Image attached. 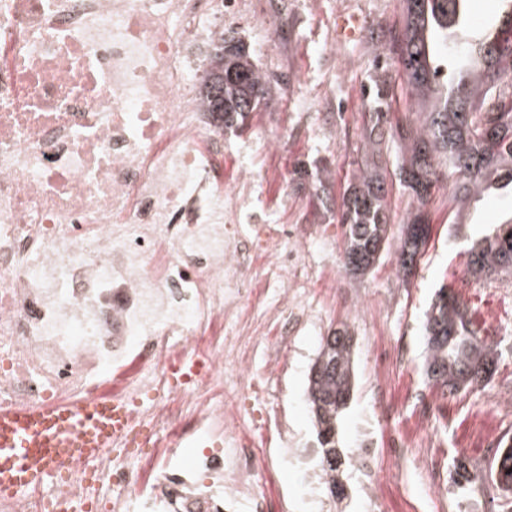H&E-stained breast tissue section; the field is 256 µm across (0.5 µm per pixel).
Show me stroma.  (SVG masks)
I'll return each instance as SVG.
<instances>
[{
	"label": "stroma",
	"instance_id": "35a3bbf8",
	"mask_svg": "<svg viewBox=\"0 0 512 512\" xmlns=\"http://www.w3.org/2000/svg\"><path fill=\"white\" fill-rule=\"evenodd\" d=\"M253 0V18L225 26V35L241 40L256 64L273 79L270 97L251 114L244 128L224 134V178L242 170L256 175V202L267 224H304L317 235L305 252L312 278L307 304L319 322L302 336L281 342L269 311L275 304L272 260L253 258L257 288L241 310L238 327L267 342L254 353L262 371L272 355L288 360V382L280 394L288 410L289 430L314 439L307 407L306 381L323 337L348 326L353 337L354 397L338 424L339 454L360 448L364 431L403 442L398 466L383 462L376 495L388 512H453L439 475L458 462L473 463L478 428L512 436V275L475 280L467 272L469 245L495 233L512 216V194L494 193L470 205L453 220L448 184L432 191L431 238L410 277L397 269L395 247H388L363 277L352 279L343 266V229L322 207L321 198L339 206L355 169L370 158L366 143L362 90L376 77L368 49L371 34L399 23L401 0ZM356 17L361 35L340 39L336 22ZM327 170L324 185L300 182L299 167ZM329 205V206H330ZM451 289L476 319L500 356L491 383L455 394L427 386L423 374L425 313L441 287ZM400 340L404 361L381 363L378 350ZM431 455L437 472L420 463Z\"/></svg>",
	"mask_w": 512,
	"mask_h": 512
}]
</instances>
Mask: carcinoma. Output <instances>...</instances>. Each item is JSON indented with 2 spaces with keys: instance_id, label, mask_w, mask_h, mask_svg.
<instances>
[{
  "instance_id": "1",
  "label": "carcinoma",
  "mask_w": 512,
  "mask_h": 512,
  "mask_svg": "<svg viewBox=\"0 0 512 512\" xmlns=\"http://www.w3.org/2000/svg\"><path fill=\"white\" fill-rule=\"evenodd\" d=\"M469 0H402L401 20L372 38L374 68L382 78L369 88L367 139L376 148L386 138L407 147L409 157L398 166L399 186L417 206L403 219L398 263L421 252L430 234L428 205L432 189L447 174L452 178L450 201L454 218L487 193L512 192V0H501L498 24L480 35L468 29ZM225 38L213 46L207 81L203 82L206 111L224 120L227 129L245 125L266 100L271 80L257 66L244 44L225 54ZM401 82L392 81L390 71ZM222 90L216 98L206 90ZM405 97L412 115L392 117L393 105ZM493 126L492 137L484 128ZM386 179L381 165L362 163L333 219L344 228V253L355 259V272L364 274L379 259L391 230ZM468 273L481 279L512 272V216L492 236L471 244ZM468 333L487 351L494 364L497 348L482 337L458 297L442 287L426 313L424 376L433 387L451 394L460 384L469 351L457 345L448 357V336ZM347 327L325 338L312 366L308 399L323 448L326 485L336 480V427L354 389L352 345ZM489 476L502 491H512V439L506 438L489 465Z\"/></svg>"
}]
</instances>
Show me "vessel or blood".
<instances>
[{"label": "vessel or blood", "mask_w": 512, "mask_h": 512, "mask_svg": "<svg viewBox=\"0 0 512 512\" xmlns=\"http://www.w3.org/2000/svg\"><path fill=\"white\" fill-rule=\"evenodd\" d=\"M125 405L86 398L63 407L0 408V497H14L64 475L74 460L111 447L126 427Z\"/></svg>", "instance_id": "b4317fda"}]
</instances>
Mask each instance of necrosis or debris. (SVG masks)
<instances>
[{
    "label": "necrosis or debris",
    "mask_w": 512,
    "mask_h": 512,
    "mask_svg": "<svg viewBox=\"0 0 512 512\" xmlns=\"http://www.w3.org/2000/svg\"><path fill=\"white\" fill-rule=\"evenodd\" d=\"M240 0H0V407L89 397L126 404L116 447L65 480L0 499V512H325L307 444L282 458L299 479L259 494L257 431L285 433L278 385L225 338L254 294L250 259L273 258L281 333L313 321L302 241L258 224L250 173L224 180V130L197 91L199 47ZM189 355L200 378L174 381ZM241 384L224 395L225 373ZM365 437L366 497L376 463Z\"/></svg>",
    "instance_id": "obj_1"
}]
</instances>
